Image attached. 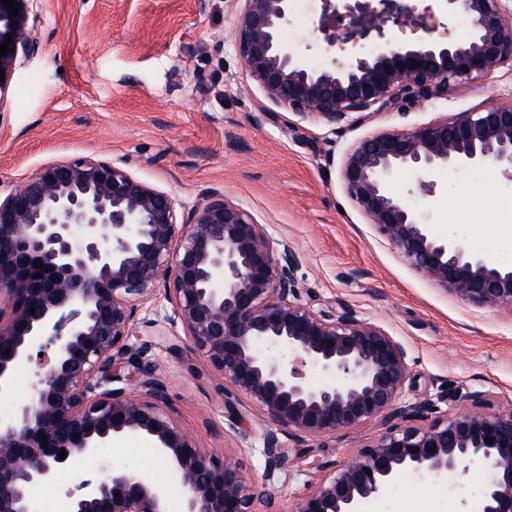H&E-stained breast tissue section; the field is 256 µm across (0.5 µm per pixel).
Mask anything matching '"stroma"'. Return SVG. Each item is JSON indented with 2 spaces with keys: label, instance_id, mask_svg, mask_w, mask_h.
Returning <instances> with one entry per match:
<instances>
[{
  "label": "stroma",
  "instance_id": "1",
  "mask_svg": "<svg viewBox=\"0 0 512 512\" xmlns=\"http://www.w3.org/2000/svg\"><path fill=\"white\" fill-rule=\"evenodd\" d=\"M239 9L238 0H31L28 22L40 49L0 100V191L41 165L91 157L116 161L172 195L181 224L202 195L223 193L298 253L302 304L353 313L403 345V401L431 404L443 416L456 395L478 392L489 410H512V310L461 299L422 276L342 182L347 152L365 139L512 102V71L449 87L447 96L404 112L374 108L330 125L274 105L246 74L235 49ZM319 11L318 0H296L283 32L307 65L375 53L363 42L326 51L314 30ZM434 179L429 197L417 174L393 184L437 235L498 263L512 257V220L498 211L512 198V175L467 166L440 169ZM170 312L157 287L137 314L122 373L133 378L138 365L151 367L166 384L162 409L174 426L262 475L265 417L167 329ZM381 432L369 422L309 448L286 445L287 464L269 485L276 512H288ZM102 462L160 480L170 512H180V476L159 479L166 465L142 439L112 440ZM488 475L483 463L469 464L460 479L402 473L364 512H480Z\"/></svg>",
  "mask_w": 512,
  "mask_h": 512
}]
</instances>
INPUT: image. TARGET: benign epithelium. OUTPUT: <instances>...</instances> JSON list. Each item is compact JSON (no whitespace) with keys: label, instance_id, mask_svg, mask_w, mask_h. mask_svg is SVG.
<instances>
[{"label":"benign epithelium","instance_id":"1","mask_svg":"<svg viewBox=\"0 0 512 512\" xmlns=\"http://www.w3.org/2000/svg\"><path fill=\"white\" fill-rule=\"evenodd\" d=\"M15 2L13 17L0 0V44L9 35L12 47L0 57V98L18 62L39 50L29 0ZM241 2L236 51L246 73L273 104L329 124L376 105L403 109L442 97L512 67L504 0H441L448 18H469L465 38L419 37L322 69L281 39L294 0ZM433 17L419 0H321L317 31L331 47L386 45L392 30H424ZM486 164L512 169V103L366 139L347 153L342 180L355 207L417 271L462 299L512 309V270L437 236L390 181L415 172L431 195L439 169ZM177 205L118 163L93 158L44 164L0 198V395L22 364L38 377L32 397L0 420V512H37L32 489L56 490L76 460H98L125 435L144 438L180 475L181 512H272L267 486L286 464L283 439L302 446L367 422L385 431L290 512H363L402 471L459 477L474 461L491 469L482 512H512V410L489 412L481 394L469 393L431 420L430 405L400 402L409 379L403 345L351 312L301 304L299 258L288 242L273 241L218 192L203 195L185 224ZM161 283L170 328L181 327L267 418L262 481L175 427L160 407L165 384L151 370H142L137 395L118 386L115 356L128 349L137 313ZM308 365L331 383L310 387ZM67 496L70 512H169L149 477L103 466Z\"/></svg>","mask_w":512,"mask_h":512}]
</instances>
